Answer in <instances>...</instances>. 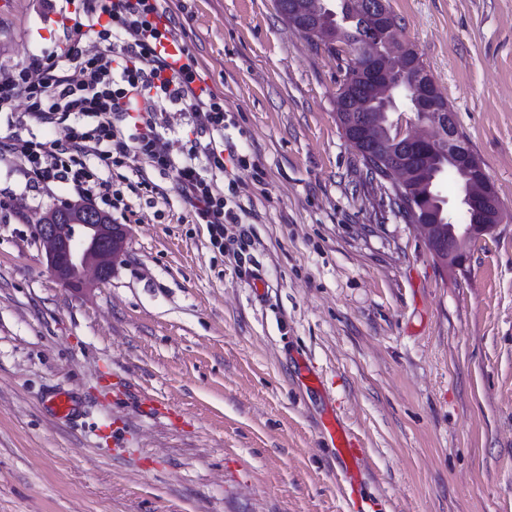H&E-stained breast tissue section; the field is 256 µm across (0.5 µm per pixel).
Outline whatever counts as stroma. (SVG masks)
<instances>
[{"label": "stroma", "mask_w": 512, "mask_h": 512, "mask_svg": "<svg viewBox=\"0 0 512 512\" xmlns=\"http://www.w3.org/2000/svg\"><path fill=\"white\" fill-rule=\"evenodd\" d=\"M388 2L503 222L445 269L345 138L335 56L273 0H162L249 159L197 161L238 221L214 248L171 176L113 166L124 260L70 288L35 219L73 193L0 160V512H512V0ZM61 7L0 0V68L65 41ZM47 406L53 415L65 419H74L79 416L81 411V406L76 397L64 390L49 393ZM323 432L328 435L336 448V455L338 459L344 462L349 461V468L347 474L350 481L357 479V460L359 456V448H355L354 444L348 438L345 428L339 417L333 414L327 416L323 423Z\"/></svg>", "instance_id": "1"}]
</instances>
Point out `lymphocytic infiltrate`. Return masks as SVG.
I'll return each mask as SVG.
<instances>
[{"label":"lymphocytic infiltrate","mask_w":512,"mask_h":512,"mask_svg":"<svg viewBox=\"0 0 512 512\" xmlns=\"http://www.w3.org/2000/svg\"><path fill=\"white\" fill-rule=\"evenodd\" d=\"M159 10V0H76L74 11L61 13L59 26H70L95 46V54L84 55L69 42L55 52L30 55L22 68L0 70V115L19 111L41 124L63 120V139H20L6 149L23 157L31 186L69 184L111 208L123 201L112 189L113 165L146 158L171 174L220 248L235 214L191 160L169 155L160 129L170 109L201 115L204 130L213 135L203 152L211 168L223 170L224 104L215 93L194 89L197 71L188 50L162 51L175 23L157 24Z\"/></svg>","instance_id":"obj_1"}]
</instances>
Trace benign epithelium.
Wrapping results in <instances>:
<instances>
[{
	"mask_svg": "<svg viewBox=\"0 0 512 512\" xmlns=\"http://www.w3.org/2000/svg\"><path fill=\"white\" fill-rule=\"evenodd\" d=\"M360 8L377 20L376 36L367 40L347 55L349 74L365 79L366 92L377 100L388 102L394 83L388 70L380 66L385 47L393 42L398 50L391 59L401 63L409 73V87L417 102L418 112L436 123L448 124V137H453V115L448 113L447 99L441 93L433 76L421 65L417 51L409 44L393 39V16L386 0H361ZM290 27L303 36H329L338 32L336 11L329 0H298L288 19ZM336 112L344 136L349 142L361 146L368 167L380 172L398 195L405 199L413 226L421 232L427 244L439 254L442 265L461 269L466 261L467 244L495 232L502 222V207L493 182L482 161L466 148L454 152L459 168L468 174L461 200L479 214V224H452L448 227V245L437 236L442 224L443 209L415 203L411 191L418 175V161L408 155L395 156L390 151L372 150L367 145L376 140V127L367 120L354 121L352 113L358 111V100L346 85L336 92ZM397 139L421 145L424 139L415 129V122L401 115L398 118ZM95 208L85 201L69 202L65 215L67 224H59V217H42L36 227L37 237L44 249L46 262L52 275L60 283L83 288L92 279L102 283L125 255L128 230L103 216L99 224H89Z\"/></svg>",
	"mask_w": 512,
	"mask_h": 512,
	"instance_id": "benign-epithelium-1",
	"label": "benign epithelium"
}]
</instances>
